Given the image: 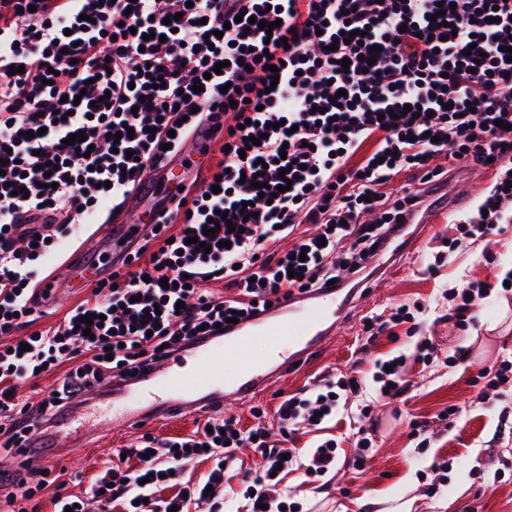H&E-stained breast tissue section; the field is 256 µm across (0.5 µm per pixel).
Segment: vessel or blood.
Returning <instances> with one entry per match:
<instances>
[{"label": "vessel or blood", "mask_w": 512, "mask_h": 512, "mask_svg": "<svg viewBox=\"0 0 512 512\" xmlns=\"http://www.w3.org/2000/svg\"><path fill=\"white\" fill-rule=\"evenodd\" d=\"M469 200V195L459 192L441 199L423 214L416 232L406 238L405 249L416 248L431 225L443 223L449 209ZM143 206L140 200L128 204L126 211L133 215V222L118 219L121 232L109 235L103 249L117 254L138 242L142 226L136 218ZM350 307L335 288L282 300L279 308L239 328L233 336L198 345L188 358L173 356L160 362L151 374L113 396L98 422L113 427L142 425L164 413L193 414L225 399H243L266 389L319 350L336 326L346 321ZM256 336L267 341L260 355L251 350Z\"/></svg>", "instance_id": "1"}]
</instances>
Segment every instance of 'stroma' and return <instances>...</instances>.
I'll return each mask as SVG.
<instances>
[{"label": "stroma", "mask_w": 512, "mask_h": 512, "mask_svg": "<svg viewBox=\"0 0 512 512\" xmlns=\"http://www.w3.org/2000/svg\"><path fill=\"white\" fill-rule=\"evenodd\" d=\"M457 237L452 222L434 225L415 254L403 256L383 273L372 274L366 292L356 294L341 336L330 340L297 371L262 392L230 407L231 415L251 425L252 406L266 409L265 423L275 426L274 411L288 395L312 384L324 372L358 367L373 375L376 360L405 354L406 376L413 389L398 406H376L378 427L372 439V459L365 470L346 468L308 480L291 471L282 486L300 512H512V433L502 432L501 404H482L473 378L481 366L512 359V291H494L471 317L448 315L443 294L475 281L502 279L512 265V223L501 225L492 237L470 238L461 246L446 247ZM399 304L424 305L422 327L406 323L393 337H381L369 352L358 353L357 338L366 314H388ZM435 338L439 354L434 361L413 359L416 332ZM469 349L464 360H453L457 348ZM456 408L457 422L444 428L439 417ZM429 422L435 432L430 443L412 437V421ZM363 419L357 400H350L335 419L321 429L297 434L295 448L306 450L332 439L340 455H351ZM134 429L109 428L52 455V463L77 475L66 490L82 495L109 464L113 449L137 437ZM452 459L448 471H430L433 457Z\"/></svg>", "instance_id": "35a3bbf8"}]
</instances>
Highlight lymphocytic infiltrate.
<instances>
[{
    "mask_svg": "<svg viewBox=\"0 0 512 512\" xmlns=\"http://www.w3.org/2000/svg\"><path fill=\"white\" fill-rule=\"evenodd\" d=\"M511 46L512 0H0V456L21 458L0 470V499L16 512L37 499L33 439L88 390L114 393L125 376L233 333L280 298L364 281L366 260L416 221L447 163L495 171L459 214L466 237L511 223ZM217 113L222 152L204 185H172L171 209H147L155 228L121 269L48 330L21 336L48 295L40 272L51 254L122 207ZM78 132L85 141L69 145ZM405 170L420 173L419 187L389 197ZM254 176L277 198H261ZM220 211L229 225L204 235ZM216 281L223 294L210 291ZM394 361H377L369 379L327 373L287 396L278 440L218 415L184 436L143 434L83 496L58 490L52 512H223L225 470L243 448L261 457L239 472L249 512H298L282 470L329 472L337 446L303 457L283 438L370 386L385 404L402 402L406 357ZM53 372V395L21 406L19 388ZM198 458L212 463L206 483L162 497Z\"/></svg>",
    "mask_w": 512,
    "mask_h": 512,
    "instance_id": "lymphocytic-infiltrate-1",
    "label": "lymphocytic infiltrate"
}]
</instances>
